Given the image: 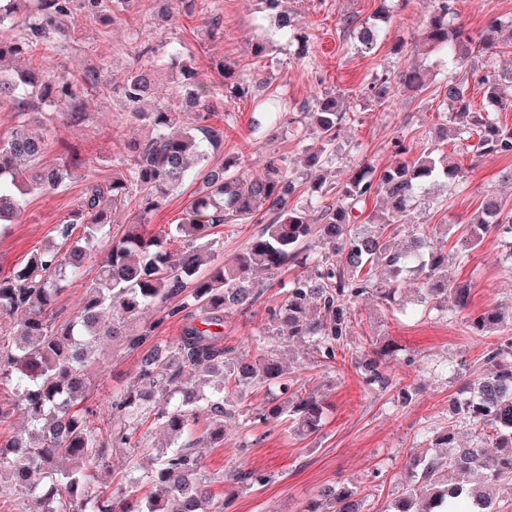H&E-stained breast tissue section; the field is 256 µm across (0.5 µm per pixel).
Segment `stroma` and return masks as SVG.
I'll return each instance as SVG.
<instances>
[{
  "label": "stroma",
  "instance_id": "stroma-1",
  "mask_svg": "<svg viewBox=\"0 0 512 512\" xmlns=\"http://www.w3.org/2000/svg\"><path fill=\"white\" fill-rule=\"evenodd\" d=\"M434 6L435 0H283L298 32L311 37L313 61L309 64L295 60L293 47L283 40L266 56L254 55L253 42L261 35L272 36L274 31L260 0H195L190 8L181 0H170L164 18L158 17L155 0H133L115 22L92 20L82 10L73 9L69 18L73 39L66 50L56 56L36 51L21 58L19 64L72 78L80 77L86 67L100 64L99 90L86 99L88 121L65 124L54 109L46 111L50 147L42 157L43 164H57L73 149L84 165L74 171L63 190L28 196L20 223L0 227V269L23 264L32 252L50 243L57 225L77 210L85 185L93 179L110 178L113 158L123 152L127 142L145 136V129L129 115L131 107L123 86L140 49L146 46L156 48L164 59L155 96L163 104L171 102L182 79L180 64L165 59L166 43L177 40L186 45L199 79L216 92L224 90V79L216 69L217 62L224 60L269 77L272 92L299 106L325 95H342L348 118L334 143L336 160L326 174V187L340 186L365 164L377 168L393 165L396 157L391 144L402 136L411 142L406 162L431 150L452 153L455 140H442L437 134L442 122L440 84L449 72L448 59L416 48ZM382 8L389 12L387 40L371 50L357 49L353 38L344 33L341 18L353 15L364 21ZM456 8V24L475 34L491 19L512 20V0H458ZM210 9L224 17V26L216 34L205 22ZM398 42L403 45L399 54L393 51ZM411 66L423 73L425 88L418 94L398 83L400 74ZM378 72L387 73L393 83L383 106L363 93ZM252 107V97L228 99L223 110L211 118V125L224 129V140L212 151L211 163L235 155L242 159L243 173L254 176L264 171L271 156L281 155L302 174L307 152L317 148V141L298 142L285 130L271 141L252 133ZM459 159L469 171L464 183L430 188L432 207L420 217L428 224L435 246H453L485 194L497 195L512 208V156L474 160L463 153ZM198 190V181L186 180L159 209L148 214L142 212L138 198L128 199L111 225L112 239L121 238L128 225L142 219L154 231L179 223ZM259 231L256 224L216 228L214 263L233 260ZM505 252L500 240L489 234L473 251L469 263L456 268L457 278L472 284L471 309L512 305V268L505 261ZM311 270L310 262H289L278 272L274 287L265 290L250 309L225 314V346L257 359L255 339L265 331L269 309L284 301L288 281ZM420 281L418 273L404 274L397 309L387 308L373 294L356 302L351 332L344 339L346 356L335 367L325 366L308 343L277 340L275 347L286 365L304 380L307 391L324 403L323 421L314 434L298 435L294 424L284 418L267 424L258 420L267 402L279 399L278 391L228 387L226 396L235 412L224 419V440L202 443L197 450L202 471L213 480L217 500L226 504L224 512H301L325 484L355 491L366 512H385L397 488L411 479V454L427 448L432 432L447 425L448 397L465 381L462 374L445 372L444 364L451 361L479 367L483 350L467 333L461 316L451 317L435 309L415 316L402 312V305L416 301ZM371 340L394 343L390 373L417 388L409 404L400 403L397 389L379 391L363 385L355 362ZM138 374V353L120 340H105L90 371L89 403L106 406L110 397L124 392ZM135 436L139 447L107 449L99 472L102 484L121 489L133 502L148 494L143 475L159 450L169 446L166 432L150 418L139 425ZM237 467L263 474L264 482L229 484L225 475Z\"/></svg>",
  "mask_w": 512,
  "mask_h": 512
}]
</instances>
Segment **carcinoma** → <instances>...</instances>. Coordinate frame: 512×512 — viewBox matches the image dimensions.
<instances>
[{
  "instance_id": "obj_1",
  "label": "carcinoma",
  "mask_w": 512,
  "mask_h": 512,
  "mask_svg": "<svg viewBox=\"0 0 512 512\" xmlns=\"http://www.w3.org/2000/svg\"><path fill=\"white\" fill-rule=\"evenodd\" d=\"M276 26L297 43V59L309 58L308 35H297L291 17L281 10L282 0H263ZM457 0H437L426 21L424 47L429 51L454 50L456 64L475 54H496L495 33L501 21H489L486 30L472 39L464 27H454L448 15ZM74 0H0V28L19 29L16 39L0 37V63L32 49L61 54L70 39L66 19ZM360 48L372 49L383 39L382 28L364 21L356 26ZM152 49L138 54L141 64L124 86L126 100L134 105L132 117L148 130L142 140L126 144V152L113 160L112 177L86 185L74 218L59 225L55 240L33 252L26 262L8 272L0 270V389L11 394V404L0 403V424L16 413L26 419L20 433L0 442V465L10 467L14 486L35 494L36 512H221L213 505L200 477L194 448L204 438L224 440V417L232 414L224 401V385L232 381L245 388L277 387L286 395L284 404L266 408L258 418L276 420L289 413L297 431L315 433L323 417L322 401L303 391L270 349L259 362H251L224 346V313L255 303L268 284L264 277L283 268L303 251L313 234L322 239L323 253L314 261V272L288 283L284 302L269 310L268 336L286 335L309 343L313 352L331 363L341 341L350 334L355 301L375 293L392 307L403 272L423 273L421 302L442 304L455 316L469 304L470 285L457 282L452 266L469 261L470 252L485 235L494 234L509 248L512 260V209L496 196L484 197L450 256L441 247L423 252L429 225L411 223V214L430 208L426 185L442 179L461 182L462 165L444 154L430 152L407 165L399 163L375 171L366 166L351 174L335 201L328 199L310 210L291 204L298 177L287 160L272 157L265 171L247 178L238 173L240 158L227 156L219 166L209 164V150L224 141V129L208 120L216 112L217 99L196 76L193 67H182V82L175 95L196 109L193 125H184V113L162 104L141 109L137 104L152 90L157 70L150 61ZM224 77V96L237 98L262 82L259 75L231 64H217ZM98 70L87 68L81 80L50 75L27 68L0 73V107L8 105L27 114L37 105L63 108L65 121H84L85 93L97 87ZM512 73L487 68L479 79L492 106L506 110L503 83ZM465 78L452 73L446 79L443 103L453 136L474 156L512 155V125L499 113L470 110ZM391 91L387 74H375L367 93L379 104ZM253 129L266 128L276 136L279 127H291L303 142L315 128L318 149L308 153L306 178L324 182L325 168L335 161L332 146L346 118L340 96H326L305 103L301 117L294 116L288 101L266 98L257 103ZM46 130L36 131L30 122L18 124L0 140V227L16 224L24 212L25 197L49 195L66 186L72 168L83 163L69 153L61 163L41 164ZM197 169L204 190L190 204L184 218L169 232L156 234L145 223L129 224L123 237L106 240L108 214L122 208L132 196H141L143 213L160 207ZM381 204L370 223L372 233L350 224L352 209L369 200ZM262 224L245 252L232 265L211 266L213 240L210 230L224 224ZM84 227L73 236L74 225ZM406 224L414 249H394L383 238V229ZM182 243L178 260L169 246ZM104 243L105 256L98 277L87 289L79 313L57 322L55 301L70 278L76 277L91 255V247ZM209 272L198 276L201 268ZM181 295L183 301L166 312L184 320L180 336L172 341L149 342L155 327L139 336L126 337L127 346L140 359L141 386L112 397L106 428L92 425L87 416L90 389L88 368L98 344L105 337L124 334L128 322L147 309L159 307ZM466 330L485 343L481 368L469 374L452 399V418L434 431L430 446L436 452L418 456L411 463L412 481L402 486L387 512H451L458 499L469 501L467 512H495V492L512 487V310L489 305L464 316ZM392 354L384 344L358 362L362 382L385 391L392 387L386 361ZM188 369L202 378L183 379ZM154 414L155 420L177 441L159 452L156 468L148 475L154 491L133 509L119 490L106 491L97 468L105 463V449L126 445L136 419ZM205 415V433L195 434L199 415ZM468 428L470 442L459 443L457 430ZM496 451L486 455V446ZM302 512H362L356 493L345 486L328 485L308 501Z\"/></svg>"
}]
</instances>
